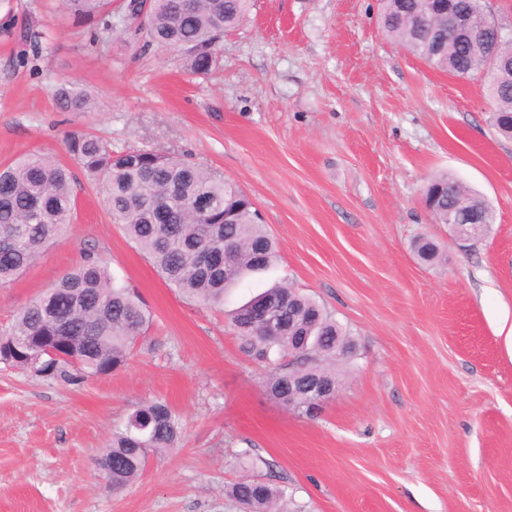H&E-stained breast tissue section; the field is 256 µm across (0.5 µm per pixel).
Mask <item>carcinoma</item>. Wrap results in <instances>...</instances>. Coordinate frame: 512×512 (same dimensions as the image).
I'll list each match as a JSON object with an SVG mask.
<instances>
[{
    "mask_svg": "<svg viewBox=\"0 0 512 512\" xmlns=\"http://www.w3.org/2000/svg\"><path fill=\"white\" fill-rule=\"evenodd\" d=\"M113 4L114 0H62L68 16L85 25L92 37L120 24L129 26L143 49L159 46L182 54L189 71L201 75L212 70L215 46L224 32L242 23L251 0H126L119 15ZM457 5L472 17L475 28L488 23L487 0H457ZM379 20L389 37L431 66L471 75L484 67L472 44L448 36L445 19L433 14L431 0H380ZM488 91L491 126L511 137V65L493 73ZM55 97L66 112H86L93 105L92 94L68 80L56 86ZM67 152L102 192L112 222L122 225L166 283L184 294L219 306L228 288L254 272L253 248L262 250L259 271L277 261V244L258 209L221 174L153 149L114 151L112 145L87 133L71 134ZM423 200L438 224L448 223L450 211L482 207L486 226L471 229L474 237L494 221L485 201L447 173L430 180ZM75 205L71 174L52 157L26 154L0 167V286L20 276L67 229ZM226 212L233 214L234 223H224ZM226 243L235 250L229 273H224L222 264L199 262L201 252ZM414 251L424 263L440 260L439 248L429 238L416 240ZM288 295L293 303L285 310L286 321L300 332L298 336L273 340L249 326L246 303L231 313V320L246 357L259 363L282 361L271 372L267 389L284 406L297 410L303 383L320 378L341 387L336 363L353 356L355 342L350 329L314 298L285 283L272 285L258 297L279 300ZM152 321L149 307L88 252L0 329V363L41 377L79 382L99 376L104 366L115 370L125 365ZM67 336L71 337L68 355L76 362L33 365L35 347L54 345ZM178 439V417L167 404L152 401L138 407L105 449L112 457V490L134 483L149 453L174 448ZM228 496L243 512H277L284 490L247 475L229 487Z\"/></svg>",
    "mask_w": 512,
    "mask_h": 512,
    "instance_id": "1",
    "label": "carcinoma"
}]
</instances>
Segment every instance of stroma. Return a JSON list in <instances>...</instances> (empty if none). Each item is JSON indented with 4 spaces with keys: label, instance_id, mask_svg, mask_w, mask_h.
Wrapping results in <instances>:
<instances>
[{
    "label": "stroma",
    "instance_id": "obj_1",
    "mask_svg": "<svg viewBox=\"0 0 512 512\" xmlns=\"http://www.w3.org/2000/svg\"><path fill=\"white\" fill-rule=\"evenodd\" d=\"M378 0H255L206 75L116 30L90 42L58 0H0V165L66 138L187 154L239 185L279 243L272 270L217 310L171 288L112 223L84 175L67 235L0 287V327L85 253L153 313L128 362L73 385L0 364V512H240L226 493L257 474L284 488L280 512H512V140L489 121L487 89L430 67L388 37ZM49 34L22 58L12 30ZM68 80L88 112L54 98ZM454 175L492 207L485 236L450 239L422 202ZM436 240L437 264L411 249ZM275 281L347 326L354 356L314 416L266 391L227 313ZM180 422L177 447L112 491L97 459L140 405ZM55 97L66 112H86L93 105L92 94L68 80H63L56 86Z\"/></svg>",
    "mask_w": 512,
    "mask_h": 512
}]
</instances>
